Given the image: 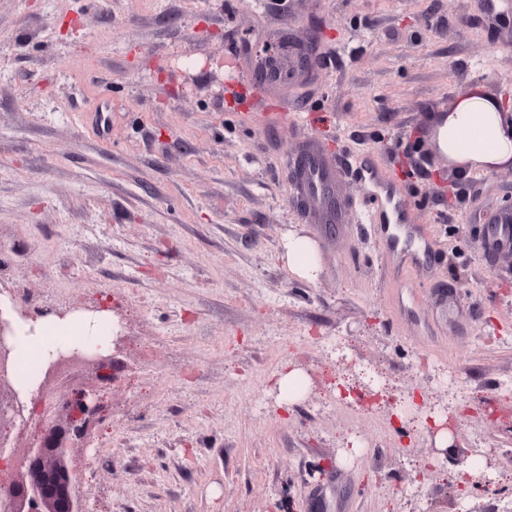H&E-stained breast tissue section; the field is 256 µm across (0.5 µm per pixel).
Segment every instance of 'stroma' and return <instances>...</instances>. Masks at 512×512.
Masks as SVG:
<instances>
[{
  "label": "stroma",
  "mask_w": 512,
  "mask_h": 512,
  "mask_svg": "<svg viewBox=\"0 0 512 512\" xmlns=\"http://www.w3.org/2000/svg\"><path fill=\"white\" fill-rule=\"evenodd\" d=\"M316 19L315 70L231 106L252 47ZM472 82L512 96V0H0V282L126 334L78 452L93 512H512V254L487 249L512 166L469 164L453 213L430 175ZM303 149L338 159L337 211L302 210ZM366 156L424 229L400 270L354 206ZM365 368L391 404L341 396ZM432 403L470 407L482 486L433 453ZM285 248L288 268L294 274L308 280L318 277L320 268L311 241L302 237H292L288 239Z\"/></svg>",
  "instance_id": "stroma-1"
}]
</instances>
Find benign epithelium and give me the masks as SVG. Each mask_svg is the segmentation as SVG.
Here are the masks:
<instances>
[{
    "label": "benign epithelium",
    "mask_w": 512,
    "mask_h": 512,
    "mask_svg": "<svg viewBox=\"0 0 512 512\" xmlns=\"http://www.w3.org/2000/svg\"><path fill=\"white\" fill-rule=\"evenodd\" d=\"M325 29L315 25L306 43H292L279 36L254 48L264 67H278L284 60L292 63L286 70L288 81L312 71L318 65L317 46ZM486 92L470 85V90L448 99L442 118L457 112L460 105ZM109 310L99 304L84 308L89 318V336L83 343L57 348L47 355L36 377L30 402L39 420L37 431L20 442L12 441L6 457L8 508L10 512H90L88 496L82 490L80 466L72 459L75 448L86 443L99 419V389L96 386L64 389L57 386L61 369L80 363L99 372L101 383L111 380L116 353L125 341L122 331L112 332L111 346L104 350L98 343L94 314ZM15 322L0 309V428L13 429L22 407L17 387Z\"/></svg>",
    "instance_id": "1"
}]
</instances>
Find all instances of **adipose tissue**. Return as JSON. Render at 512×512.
<instances>
[{
  "label": "adipose tissue",
  "instance_id": "ef3b65f1",
  "mask_svg": "<svg viewBox=\"0 0 512 512\" xmlns=\"http://www.w3.org/2000/svg\"><path fill=\"white\" fill-rule=\"evenodd\" d=\"M449 139L456 143L455 151L478 160H496L512 156V135L498 112L480 110L477 104L462 103L458 112L444 125ZM81 318H58L50 315L40 319L36 326L17 320L20 336L18 353L23 367H31L53 346L70 342L86 331Z\"/></svg>",
  "mask_w": 512,
  "mask_h": 512
}]
</instances>
